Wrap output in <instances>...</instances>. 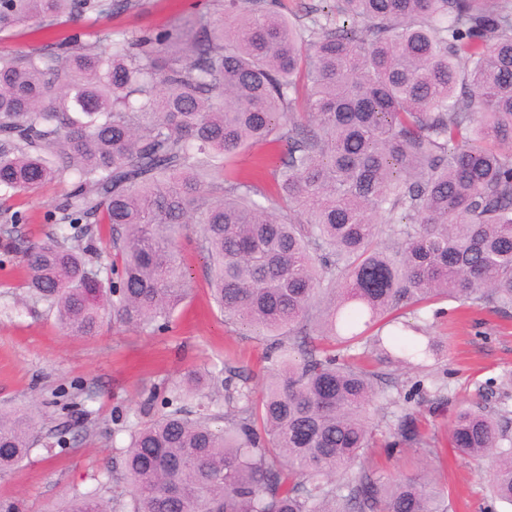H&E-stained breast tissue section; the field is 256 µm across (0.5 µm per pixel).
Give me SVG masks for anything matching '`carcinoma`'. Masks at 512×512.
Listing matches in <instances>:
<instances>
[{
    "instance_id": "obj_1",
    "label": "carcinoma",
    "mask_w": 512,
    "mask_h": 512,
    "mask_svg": "<svg viewBox=\"0 0 512 512\" xmlns=\"http://www.w3.org/2000/svg\"><path fill=\"white\" fill-rule=\"evenodd\" d=\"M133 0H0V37L95 22ZM281 143L255 180L233 158ZM24 288L66 334L169 328L186 300L179 240L196 225L227 322L253 328L260 388L229 364L149 389L120 418V492L54 512H448L430 474L389 478L369 451L430 448L407 412L374 418L385 369L437 355L438 299L512 312V0H212L163 32L95 29L0 53V190L64 177ZM110 225L112 276L86 261ZM414 315L415 322L401 320ZM358 350L345 356L343 352ZM223 401L206 412V379ZM39 411L0 408V474L38 445ZM448 447L490 460L512 505V413L459 410Z\"/></svg>"
}]
</instances>
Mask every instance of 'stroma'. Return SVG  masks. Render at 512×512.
<instances>
[{
    "mask_svg": "<svg viewBox=\"0 0 512 512\" xmlns=\"http://www.w3.org/2000/svg\"><path fill=\"white\" fill-rule=\"evenodd\" d=\"M206 0H138L101 18L100 26L126 31L159 30L188 19ZM71 180L48 184L37 193L0 194V224L13 220L11 236L0 234V405H35L41 410L39 448L12 472L0 475V512H51L74 491L95 487L111 468L127 432L113 422V412L139 409L154 384L179 380L187 371L223 366L245 370L250 385L261 381L264 345L242 326H229L210 299L206 259L194 243L181 241L189 296L169 330L147 334L135 328L104 327L91 338L63 335L55 316L29 301L21 287L23 245L45 239L47 220ZM430 334L442 347L430 369L399 367L404 385L437 378L448 399L436 404L423 393L401 401L423 429L445 438L458 407L486 404L512 411V315L467 309L457 301L435 303ZM86 412L90 436L58 448V432L70 413ZM386 473L431 472L447 483L450 512H512L493 501L486 470L450 452L432 456L421 450L380 459Z\"/></svg>",
    "mask_w": 512,
    "mask_h": 512,
    "instance_id": "obj_1",
    "label": "stroma"
}]
</instances>
